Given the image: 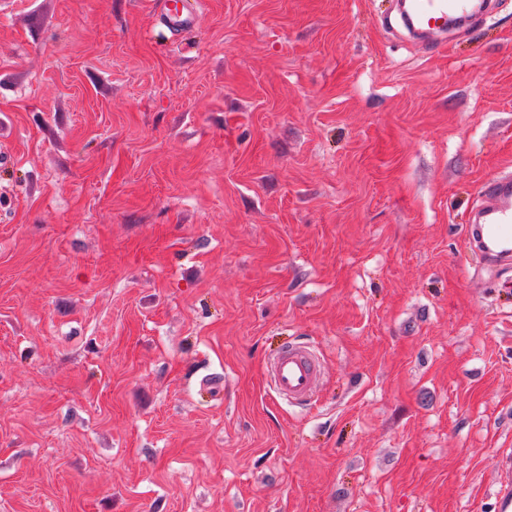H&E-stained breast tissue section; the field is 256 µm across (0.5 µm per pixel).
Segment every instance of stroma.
<instances>
[{
  "label": "stroma",
  "mask_w": 512,
  "mask_h": 512,
  "mask_svg": "<svg viewBox=\"0 0 512 512\" xmlns=\"http://www.w3.org/2000/svg\"><path fill=\"white\" fill-rule=\"evenodd\" d=\"M0 0V512H498L512 0ZM310 343L304 406L269 361ZM164 3L165 6L157 17V25L167 31L170 40L177 42L195 25L198 1L165 0ZM403 3L407 5L402 16L404 23L428 33L447 31L448 23L453 20L457 26H472L494 6L493 1L485 0H406ZM469 227L474 248L489 259L512 258V174H494L484 184Z\"/></svg>",
  "instance_id": "stroma-1"
}]
</instances>
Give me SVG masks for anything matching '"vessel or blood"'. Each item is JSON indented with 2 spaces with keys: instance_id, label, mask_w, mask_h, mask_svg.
Instances as JSON below:
<instances>
[{
  "instance_id": "vessel-or-blood-1",
  "label": "vessel or blood",
  "mask_w": 512,
  "mask_h": 512,
  "mask_svg": "<svg viewBox=\"0 0 512 512\" xmlns=\"http://www.w3.org/2000/svg\"><path fill=\"white\" fill-rule=\"evenodd\" d=\"M406 5L404 23L430 33L446 31L452 22L473 25L491 7L489 0H406ZM196 17L194 0H165L157 23L176 42L194 26ZM469 233L475 249L486 258H512V174H496L485 182ZM270 374L279 395L304 403L319 386L320 361L307 345L291 343L273 360Z\"/></svg>"
}]
</instances>
